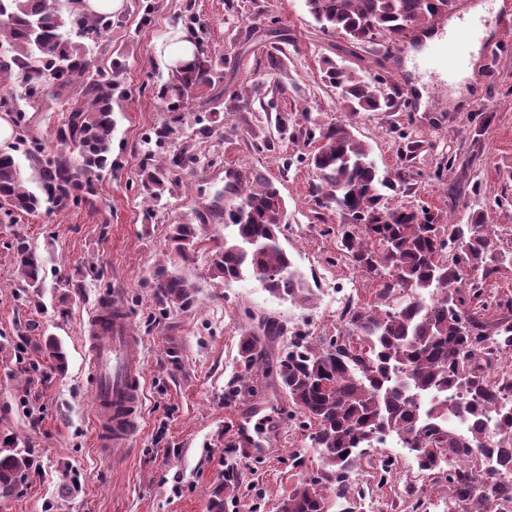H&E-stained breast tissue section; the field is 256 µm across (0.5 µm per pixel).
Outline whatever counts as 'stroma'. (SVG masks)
I'll use <instances>...</instances> for the list:
<instances>
[{
    "label": "stroma",
    "instance_id": "35a3bbf8",
    "mask_svg": "<svg viewBox=\"0 0 512 512\" xmlns=\"http://www.w3.org/2000/svg\"><path fill=\"white\" fill-rule=\"evenodd\" d=\"M158 2L146 25L138 0H124L109 36L92 47L100 66L123 65V96L113 103L112 171L95 180L80 205L0 213V438H13L36 464L20 492L0 498V512H208L230 464L241 489L226 512H276L279 496L295 479L289 456L305 459L311 471L319 464L308 433L290 422L288 399L274 374L257 372L248 391L233 393L239 334L251 316L269 315L307 330L314 341H328L341 328L337 289H356L358 303L365 304L377 283L336 258L340 216L310 193V145L286 138L273 150H254L240 113L226 111L220 100L202 110L222 113V132L196 139L189 112L181 138L196 139L202 156L220 157L222 166L183 177L145 219L148 202L139 180L145 139L168 117L157 92L188 35V17H196L209 56L227 57L225 87L253 96L251 115L306 112L323 126L351 120L380 175L389 178L400 171L408 143H417L414 163L387 191L386 206L424 203L454 224L485 213L498 248L512 252V181L499 177L512 164V30L502 31L497 21L499 11H512V0H473L483 8L491 46L479 51L472 76L455 83L413 68L416 43L390 52L382 41L359 46L322 32L305 0ZM8 58L0 48V95L14 103L8 110L0 106V115L55 147L68 107L84 104V97L71 96L65 108L27 102L16 72L3 67ZM275 60L287 68L288 89L273 82ZM329 60L379 79L382 91L399 94L397 108L348 116L325 79ZM228 167L247 180L264 175L280 189L288 224L282 244L315 287L311 302L280 301L250 278L215 283L204 261L187 264L170 251V226L193 217L223 189ZM21 241L43 260L35 303L16 297L25 285L15 259ZM159 264L197 284L193 308L160 315L150 286ZM115 288L127 299L146 375L142 425L130 446L117 452L94 437L82 349L90 311ZM49 334L62 343L64 369L45 363L38 349ZM255 410L263 418L265 448L258 458L241 452V425ZM371 455L391 456L396 468L382 488L370 469L356 471L353 481L366 495L363 512H409L403 490L411 484L429 489L420 512H444L443 489L431 488L396 438L377 444Z\"/></svg>",
    "mask_w": 512,
    "mask_h": 512
}]
</instances>
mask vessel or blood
I'll return each instance as SVG.
<instances>
[{"mask_svg": "<svg viewBox=\"0 0 512 512\" xmlns=\"http://www.w3.org/2000/svg\"><path fill=\"white\" fill-rule=\"evenodd\" d=\"M455 14L453 28L433 24L441 45L416 60L418 68L437 69L450 82L466 72L467 47L487 42L486 21L472 16L471 0H459ZM84 348L97 440L113 449L129 447L143 418L145 372L141 340L131 331V313L119 294L105 295L91 311Z\"/></svg>", "mask_w": 512, "mask_h": 512, "instance_id": "obj_1", "label": "vessel or blood"}]
</instances>
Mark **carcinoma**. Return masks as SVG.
Instances as JSON below:
<instances>
[{
    "label": "carcinoma",
    "mask_w": 512,
    "mask_h": 512,
    "mask_svg": "<svg viewBox=\"0 0 512 512\" xmlns=\"http://www.w3.org/2000/svg\"><path fill=\"white\" fill-rule=\"evenodd\" d=\"M457 0H306L323 32L364 45L401 40L409 31L448 18ZM73 0H0V35L7 38L10 61L32 99L56 100L72 85L87 106L70 110L58 134L59 146L46 153L42 143L21 135L33 162V191L24 186L15 155L0 150V210L36 212L42 204L78 205L93 190V180L112 167L113 95L116 75L95 64L84 41L98 42L112 28V16H78ZM226 59L180 61L164 87L162 99L171 121L153 129L161 145L205 88L224 79ZM326 79L340 106L355 116L387 112L394 99L374 81L344 69L328 67ZM256 149L274 147L265 128L247 124ZM304 136L319 142L307 156L316 177L310 187L319 206L342 216L336 234L341 259L379 281L374 301L342 316V335L329 346L304 341L272 362L266 347L287 326L271 317L241 330L237 382L247 387L253 373L276 375L302 424L314 429L311 447L320 461L316 473L298 479L278 500L281 512H362L361 495L351 475L364 464L367 449L386 434L400 437L418 468L448 490L445 512H484L512 502V483L478 478L497 467L512 470V369L499 367L512 354V300L488 292L486 281L512 266V254L495 244V230L485 214L467 224L444 223L427 206L382 204V189L393 187L380 177L369 149L348 120L327 127H304ZM205 161L195 144L182 143L161 160L147 154L140 183L149 202L161 201L181 175ZM286 202L272 181L242 184L240 176L224 181L194 220L170 225L169 244L185 263L197 261L202 224H224L235 235L208 251L211 279L225 284L247 277L271 295L294 303L315 295L294 264L280 237L286 227ZM18 266L27 288L39 294L42 264L27 246L17 249ZM158 309L194 306L197 286L165 267L151 281ZM43 356L54 368L65 365L56 337L44 339ZM494 413V438L485 429L459 434L446 426L448 416L477 417ZM34 468L31 454L14 441L0 442V497L16 492ZM238 490L234 467L224 473L209 503V512H224V501Z\"/></svg>",
    "instance_id": "carcinoma-1"
}]
</instances>
